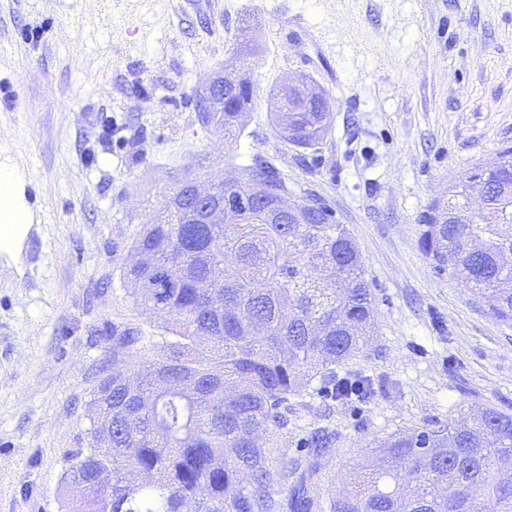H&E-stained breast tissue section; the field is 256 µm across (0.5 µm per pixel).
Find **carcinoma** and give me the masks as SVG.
<instances>
[{"label": "carcinoma", "mask_w": 512, "mask_h": 512, "mask_svg": "<svg viewBox=\"0 0 512 512\" xmlns=\"http://www.w3.org/2000/svg\"><path fill=\"white\" fill-rule=\"evenodd\" d=\"M203 128L233 141L253 104L251 82L196 97ZM320 112H275L279 134L314 146ZM283 189L262 157L224 171L221 195L247 198L237 224H191L192 199L170 192L129 249L123 279L140 313L164 335L112 328V374L88 402L91 442L71 451L66 480L82 486L76 512H512V415L491 404L460 421L389 437L325 500L320 467L288 471L270 446L281 408L312 383L333 397L336 366L371 334L372 292L357 247L320 204L301 217L277 212L252 182ZM487 206L473 224L452 214L472 192ZM420 247L471 288L487 312L512 321V147L448 187L423 216ZM312 438L314 459L330 451ZM103 465L112 485L98 480Z\"/></svg>", "instance_id": "1"}]
</instances>
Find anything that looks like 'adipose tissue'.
I'll return each mask as SVG.
<instances>
[{"label":"adipose tissue","mask_w":512,"mask_h":512,"mask_svg":"<svg viewBox=\"0 0 512 512\" xmlns=\"http://www.w3.org/2000/svg\"><path fill=\"white\" fill-rule=\"evenodd\" d=\"M31 215L23 196L16 166L0 163V253L20 255L31 228Z\"/></svg>","instance_id":"1"}]
</instances>
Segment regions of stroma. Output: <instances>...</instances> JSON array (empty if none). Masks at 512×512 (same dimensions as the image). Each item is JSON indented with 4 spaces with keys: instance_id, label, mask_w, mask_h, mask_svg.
Segmentation results:
<instances>
[{
    "instance_id": "1",
    "label": "stroma",
    "mask_w": 512,
    "mask_h": 512,
    "mask_svg": "<svg viewBox=\"0 0 512 512\" xmlns=\"http://www.w3.org/2000/svg\"><path fill=\"white\" fill-rule=\"evenodd\" d=\"M254 39L243 134L200 127L194 94ZM0 155L35 188L18 261L0 256V512H67L63 479L87 447L86 405L112 370V329L157 336L122 277L146 216L184 171L260 156L353 237L374 296L368 343L337 377L288 400L274 442L303 470L335 437L317 491L391 434L491 404L512 414V323L423 254L421 220L512 145V0H0ZM307 75L333 99L319 144L282 139L270 93Z\"/></svg>"
}]
</instances>
